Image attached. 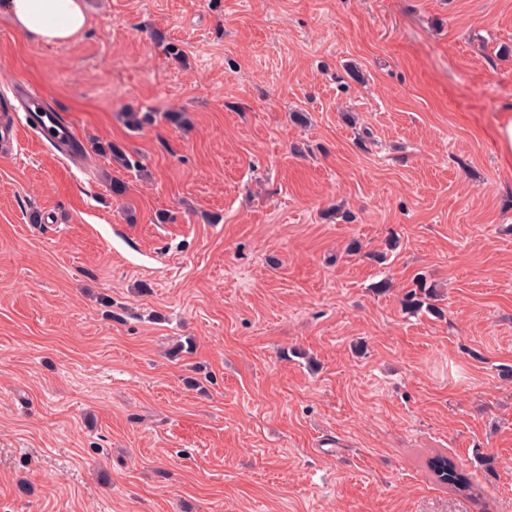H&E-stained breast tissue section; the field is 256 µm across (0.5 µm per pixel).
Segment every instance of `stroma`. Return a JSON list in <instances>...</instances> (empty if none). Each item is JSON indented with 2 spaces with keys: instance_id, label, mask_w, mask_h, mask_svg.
<instances>
[{
  "instance_id": "stroma-1",
  "label": "stroma",
  "mask_w": 512,
  "mask_h": 512,
  "mask_svg": "<svg viewBox=\"0 0 512 512\" xmlns=\"http://www.w3.org/2000/svg\"><path fill=\"white\" fill-rule=\"evenodd\" d=\"M86 3L0 12L89 146L0 154V512H512V0ZM13 25L45 44L62 43L87 24L84 0H3ZM493 135L494 143L501 159L508 163L512 160V115L510 111L502 115ZM426 466L439 485L448 486L452 491L463 492L472 497L480 494V487L471 475L465 473L452 458L444 453L438 452L429 457Z\"/></svg>"
}]
</instances>
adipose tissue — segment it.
I'll return each mask as SVG.
<instances>
[{
    "mask_svg": "<svg viewBox=\"0 0 512 512\" xmlns=\"http://www.w3.org/2000/svg\"><path fill=\"white\" fill-rule=\"evenodd\" d=\"M13 25L45 44L61 43L87 24L84 0H0Z\"/></svg>",
    "mask_w": 512,
    "mask_h": 512,
    "instance_id": "adipose-tissue-1",
    "label": "adipose tissue"
}]
</instances>
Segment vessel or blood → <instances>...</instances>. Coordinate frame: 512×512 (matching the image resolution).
<instances>
[{"label": "vessel or blood", "instance_id": "vessel-or-blood-1", "mask_svg": "<svg viewBox=\"0 0 512 512\" xmlns=\"http://www.w3.org/2000/svg\"><path fill=\"white\" fill-rule=\"evenodd\" d=\"M11 91L16 103L11 108L12 122L5 131L7 138L16 142L22 135L32 134L51 142L71 161H81L84 154L83 142L65 114L50 105L35 87L16 84Z\"/></svg>", "mask_w": 512, "mask_h": 512}]
</instances>
